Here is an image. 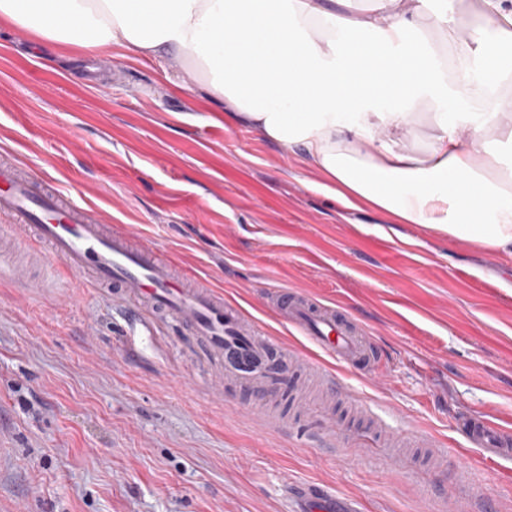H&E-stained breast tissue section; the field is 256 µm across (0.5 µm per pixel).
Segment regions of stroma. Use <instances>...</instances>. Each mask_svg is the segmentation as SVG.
Listing matches in <instances>:
<instances>
[{
    "instance_id": "1",
    "label": "stroma",
    "mask_w": 512,
    "mask_h": 512,
    "mask_svg": "<svg viewBox=\"0 0 512 512\" xmlns=\"http://www.w3.org/2000/svg\"><path fill=\"white\" fill-rule=\"evenodd\" d=\"M61 57L0 22V160L158 249L339 381L291 369L256 393L177 323L138 312L18 238L0 252V512H469L454 470L512 512V462L455 419L512 428V254L318 191L299 151L163 67ZM295 289L371 333L380 374L313 354L269 294ZM274 421H267V414ZM416 430L431 448L391 449ZM394 452L396 463L383 455Z\"/></svg>"
}]
</instances>
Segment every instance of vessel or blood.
<instances>
[{
	"instance_id": "b4317fda",
	"label": "vessel or blood",
	"mask_w": 512,
	"mask_h": 512,
	"mask_svg": "<svg viewBox=\"0 0 512 512\" xmlns=\"http://www.w3.org/2000/svg\"><path fill=\"white\" fill-rule=\"evenodd\" d=\"M0 215L29 228L32 243L48 245L66 272L93 285L122 290L152 316L178 321L225 377L263 391L269 361L295 359L278 340L260 335L252 320L211 289L173 277L171 264L156 249L137 244L133 232H115L101 215L60 191L21 176L17 166L0 162ZM271 300L278 314L323 356L339 365L377 371L370 332L338 308L294 290H277ZM458 428L474 447L512 461V431L482 417L463 416Z\"/></svg>"
}]
</instances>
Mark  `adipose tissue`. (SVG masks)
I'll list each match as a JSON object with an SVG mask.
<instances>
[{"label": "adipose tissue", "mask_w": 512, "mask_h": 512, "mask_svg": "<svg viewBox=\"0 0 512 512\" xmlns=\"http://www.w3.org/2000/svg\"><path fill=\"white\" fill-rule=\"evenodd\" d=\"M437 10H430V3ZM0 0V18L46 45L176 63L265 140L298 147L323 188L491 252L512 253V0H478L481 24L448 50L457 0ZM429 147L409 144L417 112Z\"/></svg>", "instance_id": "adipose-tissue-1"}]
</instances>
